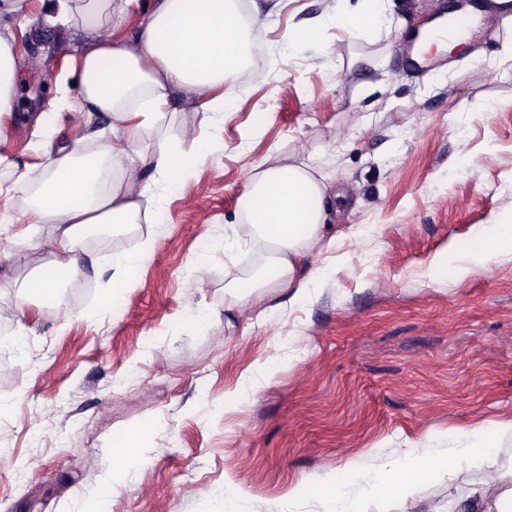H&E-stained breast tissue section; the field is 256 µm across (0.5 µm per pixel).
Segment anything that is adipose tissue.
Here are the masks:
<instances>
[{
  "label": "adipose tissue",
  "mask_w": 512,
  "mask_h": 512,
  "mask_svg": "<svg viewBox=\"0 0 512 512\" xmlns=\"http://www.w3.org/2000/svg\"><path fill=\"white\" fill-rule=\"evenodd\" d=\"M132 5L142 16L136 33L112 38L113 18ZM266 23V13L258 10L242 18L235 0H51L41 17L45 32L59 38L77 34L82 40L73 79L57 81L58 102L79 95L84 109L73 113L75 123L96 112L111 123L104 132L107 144L88 156L56 141V129L44 117L35 120L43 174L23 215L28 223L52 230L36 243L47 260L24 282L29 296L47 306L59 304L63 281L81 273L77 248L88 229L158 222L154 178L190 173L210 149L194 126L180 133L191 146L187 153L162 140L140 147L142 133L155 127L173 93L204 100L207 111L220 112L225 101L215 88L243 71L263 78V66L250 58L247 29ZM14 43L13 30L0 27V120L15 110L17 74L25 66ZM240 206L249 243L272 253L266 280L304 298L317 275L304 262L307 249L318 245L328 251L336 243L325 235L323 183L305 165L273 162L250 175ZM465 466L481 471L480 495L491 499L496 512H512V468L490 465L487 452L477 448L449 449L432 464L409 461L387 471L378 487L412 500L419 512H434L423 486Z\"/></svg>",
  "instance_id": "1"
}]
</instances>
